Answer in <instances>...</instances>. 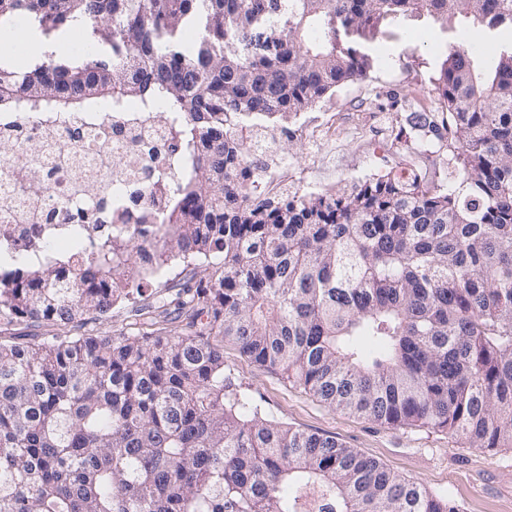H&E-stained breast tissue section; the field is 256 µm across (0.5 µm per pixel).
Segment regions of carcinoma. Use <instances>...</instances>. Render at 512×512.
<instances>
[{"instance_id":"cac0c4a2","label":"carcinoma","mask_w":512,"mask_h":512,"mask_svg":"<svg viewBox=\"0 0 512 512\" xmlns=\"http://www.w3.org/2000/svg\"><path fill=\"white\" fill-rule=\"evenodd\" d=\"M414 12L466 19L437 109L396 134L447 151L448 184L414 169L271 194L251 147L292 154L295 118L373 68L336 22ZM20 21L47 50L0 59V112H165V167L137 181L166 209L109 202L78 262L41 246L31 269L0 244V512H456L268 419L224 342L333 409L512 448V51L478 48L512 0H0V40ZM73 28L99 52L56 55ZM43 184L32 164L18 191ZM192 265L207 275L152 287ZM118 305L128 327L78 332Z\"/></svg>"}]
</instances>
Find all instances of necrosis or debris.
<instances>
[{"label": "necrosis or debris", "mask_w": 512, "mask_h": 512, "mask_svg": "<svg viewBox=\"0 0 512 512\" xmlns=\"http://www.w3.org/2000/svg\"><path fill=\"white\" fill-rule=\"evenodd\" d=\"M85 123L91 130L101 124L115 123L126 132L113 138L108 147L98 141L74 144L69 140V127L73 121ZM167 124L164 113L129 110L120 114L99 105L97 111L80 116L56 112H5L0 114V141L9 144L7 161L0 163V239L11 246L25 248L28 240L26 216L31 211L50 214L45 241L61 247L68 255L79 258L88 249L91 238L106 234L107 225L95 223L91 216L62 219L61 214L76 201L75 189L85 185V201L108 199L118 193L117 183L102 188L88 184L103 163L105 155L139 162L150 159L160 165L166 142ZM37 163L49 174L45 189L25 197L17 196L13 187L17 176L29 160Z\"/></svg>", "instance_id": "4bbe7bcc"}]
</instances>
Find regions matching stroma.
Returning a JSON list of instances; mask_svg holds the SVG:
<instances>
[{
  "label": "stroma",
  "mask_w": 512,
  "mask_h": 512,
  "mask_svg": "<svg viewBox=\"0 0 512 512\" xmlns=\"http://www.w3.org/2000/svg\"><path fill=\"white\" fill-rule=\"evenodd\" d=\"M460 24H442L424 13L385 20L378 28L350 36V43L375 59L364 81L338 89L302 115L305 123L336 121V137L312 146L299 140L289 161L304 171L314 189L336 190L347 182L404 165L392 143L398 97L409 112L436 109L435 97L417 92L429 84L459 41ZM224 371L253 395L270 418L293 428L336 437L361 454L427 492L448 498L459 512H512V448L467 447L448 432L422 426L395 427L327 407L280 372L262 368L224 346Z\"/></svg>",
  "instance_id": "35a3bbf8"
}]
</instances>
